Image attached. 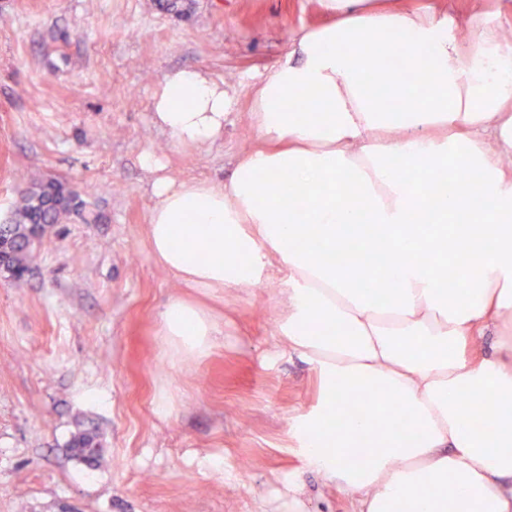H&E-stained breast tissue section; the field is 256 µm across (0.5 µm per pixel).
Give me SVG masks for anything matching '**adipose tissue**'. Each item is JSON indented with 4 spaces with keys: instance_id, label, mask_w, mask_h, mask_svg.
<instances>
[{
    "instance_id": "1",
    "label": "adipose tissue",
    "mask_w": 512,
    "mask_h": 512,
    "mask_svg": "<svg viewBox=\"0 0 512 512\" xmlns=\"http://www.w3.org/2000/svg\"><path fill=\"white\" fill-rule=\"evenodd\" d=\"M321 4L330 22L297 35L255 89L260 142L228 180H176L146 157L152 254L194 288L279 285L278 339L321 382L295 435L358 512H512V39L479 9L461 21ZM228 104L223 83L185 68L153 109L194 146L221 134ZM420 214L433 231L414 230ZM382 253L396 287L345 278L348 259ZM218 333L180 297L162 315L173 364L208 355ZM369 387L384 401L347 412Z\"/></svg>"
}]
</instances>
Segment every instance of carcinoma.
Segmentation results:
<instances>
[{
    "label": "carcinoma",
    "mask_w": 512,
    "mask_h": 512,
    "mask_svg": "<svg viewBox=\"0 0 512 512\" xmlns=\"http://www.w3.org/2000/svg\"><path fill=\"white\" fill-rule=\"evenodd\" d=\"M83 203L77 195L67 191L63 186L46 182L29 191L22 192V205L14 223L0 226V269L9 273L15 281L23 279L29 272L34 247L30 237L37 224H58L70 216H80ZM344 275L349 280L366 281L375 279L381 288L394 285L392 264L384 255H372L350 260ZM383 392L378 389L361 391L351 403L353 410L368 412L381 400Z\"/></svg>",
    "instance_id": "carcinoma-1"
}]
</instances>
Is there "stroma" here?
Wrapping results in <instances>:
<instances>
[{"instance_id":"stroma-1","label":"stroma","mask_w":512,"mask_h":512,"mask_svg":"<svg viewBox=\"0 0 512 512\" xmlns=\"http://www.w3.org/2000/svg\"><path fill=\"white\" fill-rule=\"evenodd\" d=\"M166 2L0 0V224L50 177L93 216L56 225L20 283L0 275V512H356L292 434L321 388L274 344L278 288L189 287L146 231L145 156L176 179L228 176L256 142L254 90L329 17L321 0ZM189 67L232 101L195 147L153 122L163 75ZM177 296L222 334L172 364L159 325Z\"/></svg>"}]
</instances>
